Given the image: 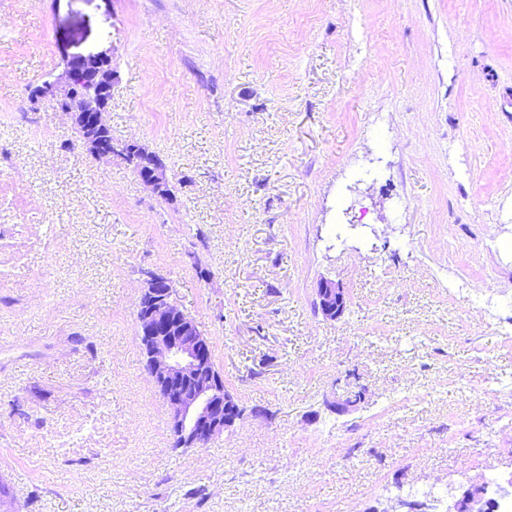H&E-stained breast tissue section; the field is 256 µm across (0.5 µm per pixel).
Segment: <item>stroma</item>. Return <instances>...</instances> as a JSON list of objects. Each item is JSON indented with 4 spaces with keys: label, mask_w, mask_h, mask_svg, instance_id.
Instances as JSON below:
<instances>
[{
    "label": "stroma",
    "mask_w": 512,
    "mask_h": 512,
    "mask_svg": "<svg viewBox=\"0 0 512 512\" xmlns=\"http://www.w3.org/2000/svg\"><path fill=\"white\" fill-rule=\"evenodd\" d=\"M101 51L112 136L171 198L28 98ZM153 274L243 411L186 450L135 336ZM509 323L512 0H0V512H396L412 486L446 512L492 473L510 494ZM318 306L329 319L341 317L346 308V295L339 283L323 280L317 288Z\"/></svg>",
    "instance_id": "35a3bbf8"
}]
</instances>
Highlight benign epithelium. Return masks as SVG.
I'll return each mask as SVG.
<instances>
[{
	"label": "benign epithelium",
	"mask_w": 512,
	"mask_h": 512,
	"mask_svg": "<svg viewBox=\"0 0 512 512\" xmlns=\"http://www.w3.org/2000/svg\"><path fill=\"white\" fill-rule=\"evenodd\" d=\"M112 56L89 53L68 58L60 80L35 88L31 99L50 97L72 127L93 138L92 156L98 160L125 159L138 154L140 179L155 195L171 183L164 163L133 140L115 141L105 114L112 99L115 74ZM318 306L329 319L341 317L346 295L340 284L323 280L317 288ZM137 336L155 387L171 410V447L192 448L218 436L236 423L241 409L224 390V378L212 360L211 346L199 326L173 298L168 279L151 277L136 305ZM486 488L465 491L450 508L454 512H493V499H483ZM484 502V507L475 504Z\"/></svg>",
	"instance_id": "1"
}]
</instances>
